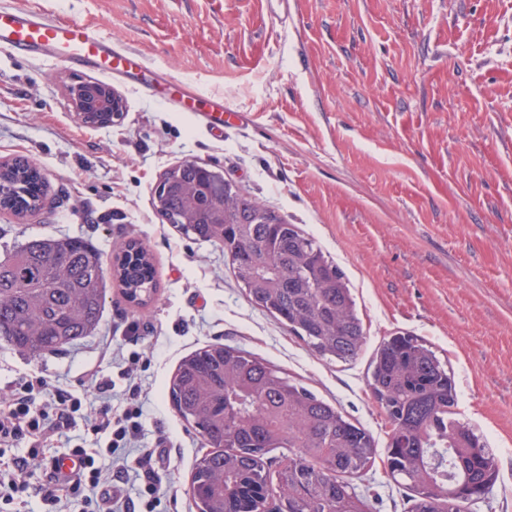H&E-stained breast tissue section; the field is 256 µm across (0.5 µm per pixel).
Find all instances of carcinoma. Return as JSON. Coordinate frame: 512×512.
Here are the masks:
<instances>
[{"label": "carcinoma", "mask_w": 512, "mask_h": 512, "mask_svg": "<svg viewBox=\"0 0 512 512\" xmlns=\"http://www.w3.org/2000/svg\"><path fill=\"white\" fill-rule=\"evenodd\" d=\"M165 176L173 183L156 193L158 213L184 236L220 246L251 303L322 359L358 354L365 333L351 290L312 238L221 179L192 198L202 184L197 163ZM209 194L224 199L222 224L210 221ZM43 205L35 164L18 157L0 165V209L24 215ZM115 273L131 302L156 291L152 258L134 240L119 247ZM104 293L103 261L86 242L31 241L0 261V336L34 356L56 353L97 327ZM367 386L386 413L387 467L410 491V512H461L490 492L499 475L495 455L455 417L451 373L431 347L390 337ZM170 395L207 448L190 483L197 512H370L353 479L375 456L372 435L268 361L209 344L180 361ZM276 449L288 455L272 471Z\"/></svg>", "instance_id": "1"}]
</instances>
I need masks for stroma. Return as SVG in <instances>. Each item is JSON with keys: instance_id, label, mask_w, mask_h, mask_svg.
I'll list each match as a JSON object with an SVG mask.
<instances>
[{"instance_id": "35a3bbf8", "label": "stroma", "mask_w": 512, "mask_h": 512, "mask_svg": "<svg viewBox=\"0 0 512 512\" xmlns=\"http://www.w3.org/2000/svg\"><path fill=\"white\" fill-rule=\"evenodd\" d=\"M1 6L91 23L241 119L216 132L201 113L115 76L124 111L95 129L71 112L66 87L102 74L0 51V162L29 158L47 192L41 211H0V258L33 239L81 237L108 266L134 240L153 256L157 279L138 305L107 274L99 325L61 352L32 357L0 338V389L39 371L76 390L90 371L117 375L118 352L146 353L144 443L170 460L163 507L197 512L189 481L203 443L168 387L193 351L237 346L367 429L377 454L356 483L371 512H408V492L385 465L386 415L367 386L375 349L406 332L447 361L458 418L497 456L498 481L466 512H512V0ZM185 162L263 200L338 264L366 332L355 359L311 353L249 302L222 249L163 221L155 188Z\"/></svg>"}]
</instances>
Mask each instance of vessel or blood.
Returning <instances> with one entry per match:
<instances>
[{
    "instance_id": "vessel-or-blood-1",
    "label": "vessel or blood",
    "mask_w": 512,
    "mask_h": 512,
    "mask_svg": "<svg viewBox=\"0 0 512 512\" xmlns=\"http://www.w3.org/2000/svg\"><path fill=\"white\" fill-rule=\"evenodd\" d=\"M0 48L36 55L97 71L107 76L137 77L146 63L137 52L116 47L111 36L79 21L49 18L36 9L0 8ZM170 99L185 103L188 111H204L211 128L220 129L236 121L225 111L221 98L191 91L177 80L167 85Z\"/></svg>"
}]
</instances>
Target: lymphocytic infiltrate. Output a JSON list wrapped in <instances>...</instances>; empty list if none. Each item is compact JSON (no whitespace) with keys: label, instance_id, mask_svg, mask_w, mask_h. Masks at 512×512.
<instances>
[{"label":"lymphocytic infiltrate","instance_id":"1","mask_svg":"<svg viewBox=\"0 0 512 512\" xmlns=\"http://www.w3.org/2000/svg\"><path fill=\"white\" fill-rule=\"evenodd\" d=\"M140 353L117 376L92 374L84 393L33 373L0 390V512L39 498L41 512H161L167 470L155 449L139 447L144 396L134 377ZM124 380L125 406L110 404ZM74 463L61 473L60 458Z\"/></svg>","mask_w":512,"mask_h":512}]
</instances>
